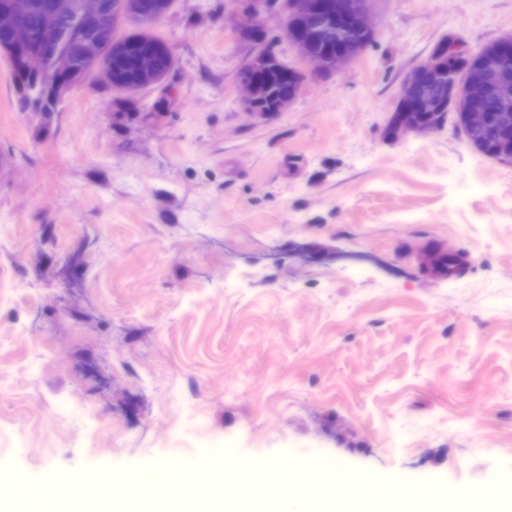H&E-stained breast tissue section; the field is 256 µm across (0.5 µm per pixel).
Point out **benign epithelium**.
I'll list each match as a JSON object with an SVG mask.
<instances>
[{
	"label": "benign epithelium",
	"instance_id": "1",
	"mask_svg": "<svg viewBox=\"0 0 512 512\" xmlns=\"http://www.w3.org/2000/svg\"><path fill=\"white\" fill-rule=\"evenodd\" d=\"M171 4L172 0H163L158 9L148 4L133 6L135 24L154 26L167 15ZM276 9L290 21V25L283 26V35L301 56H308L313 43L331 45L310 59L317 76L336 72L362 52L363 44L349 41L348 33L374 35L370 0H277ZM269 11V0H255L243 6L234 26L238 39L250 47L245 66L236 77L250 112L255 111L259 99V78L276 59L274 52L255 41L261 14ZM63 19L67 24H61ZM436 47L438 52H446L450 62L472 54L454 34ZM123 49L115 39L109 0H0V54L9 59L10 81L22 112L55 111L70 89L89 76L124 94L158 87L166 81L167 75L159 65L164 44L158 42L136 56V77L132 81L119 78L112 68V56ZM497 58V53H489L482 61L480 75L468 74L461 82L450 75L448 82L440 83L430 93L423 88L437 73L441 58L432 54L412 68L404 81L397 111L421 112L423 116L397 126L398 137L439 127V114L455 107L476 148L485 145V137L492 130L498 135L495 159L512 161V80L497 73ZM490 94L500 101L499 110L493 114L476 107Z\"/></svg>",
	"mask_w": 512,
	"mask_h": 512
}]
</instances>
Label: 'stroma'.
Instances as JSON below:
<instances>
[{"mask_svg":"<svg viewBox=\"0 0 512 512\" xmlns=\"http://www.w3.org/2000/svg\"><path fill=\"white\" fill-rule=\"evenodd\" d=\"M237 3L174 0L176 66L134 95L22 112L0 56V482L472 512L512 485V165L451 119L386 127L443 37L512 34V0H371L373 45L285 112L243 109Z\"/></svg>","mask_w":512,"mask_h":512,"instance_id":"35a3bbf8","label":"stroma"}]
</instances>
